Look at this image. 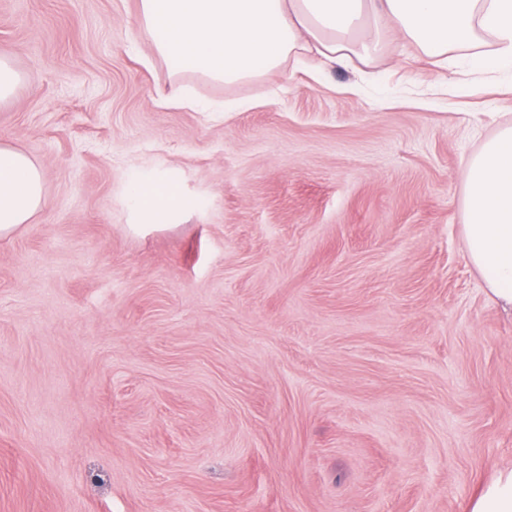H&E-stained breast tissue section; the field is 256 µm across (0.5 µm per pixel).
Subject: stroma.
Returning a JSON list of instances; mask_svg holds the SVG:
<instances>
[{
  "mask_svg": "<svg viewBox=\"0 0 512 512\" xmlns=\"http://www.w3.org/2000/svg\"><path fill=\"white\" fill-rule=\"evenodd\" d=\"M0 57L47 199L0 240V512H468L512 468V317L462 233L512 71L387 36L217 81L139 0H0ZM17 82L18 74L12 63L0 57V102L12 96ZM138 194L143 200L144 209L155 220L165 219L181 206L179 195L165 182H158L149 190L139 188Z\"/></svg>",
  "mask_w": 512,
  "mask_h": 512,
  "instance_id": "35a3bbf8",
  "label": "stroma"
}]
</instances>
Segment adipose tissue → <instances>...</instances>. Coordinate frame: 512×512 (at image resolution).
Masks as SVG:
<instances>
[{"mask_svg":"<svg viewBox=\"0 0 512 512\" xmlns=\"http://www.w3.org/2000/svg\"><path fill=\"white\" fill-rule=\"evenodd\" d=\"M159 53L236 81L304 54L317 69L368 59L384 30L416 43L435 65L449 52L486 70H512V0H141ZM46 204L41 169L0 144V239ZM465 250L482 283L512 312V124L464 170Z\"/></svg>","mask_w":512,"mask_h":512,"instance_id":"ef3b65f1","label":"adipose tissue"}]
</instances>
